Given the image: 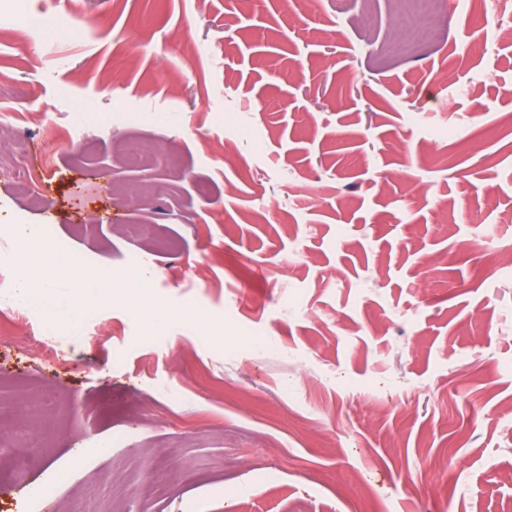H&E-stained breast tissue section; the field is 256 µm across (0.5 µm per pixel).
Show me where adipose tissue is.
Wrapping results in <instances>:
<instances>
[{
  "mask_svg": "<svg viewBox=\"0 0 512 512\" xmlns=\"http://www.w3.org/2000/svg\"><path fill=\"white\" fill-rule=\"evenodd\" d=\"M78 261L76 257L56 256L51 245H42L37 256L27 265L24 275L16 288V295L22 302L33 304L41 301L44 295L45 282L51 276H64L73 279L81 293L73 304V316H80L86 311L90 303L83 295L84 279L76 275Z\"/></svg>",
  "mask_w": 512,
  "mask_h": 512,
  "instance_id": "obj_1",
  "label": "adipose tissue"
}]
</instances>
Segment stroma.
I'll return each mask as SVG.
<instances>
[{
    "instance_id": "obj_1",
    "label": "stroma",
    "mask_w": 512,
    "mask_h": 512,
    "mask_svg": "<svg viewBox=\"0 0 512 512\" xmlns=\"http://www.w3.org/2000/svg\"><path fill=\"white\" fill-rule=\"evenodd\" d=\"M368 3L0 0V130L34 146L0 250L23 274L47 225L113 272L77 321L68 280L0 289V424L15 384L46 394L0 512L158 469L125 512H512V262L473 246L512 242V0H444L396 61ZM62 14L49 42L20 22ZM136 139L156 161H123Z\"/></svg>"
}]
</instances>
